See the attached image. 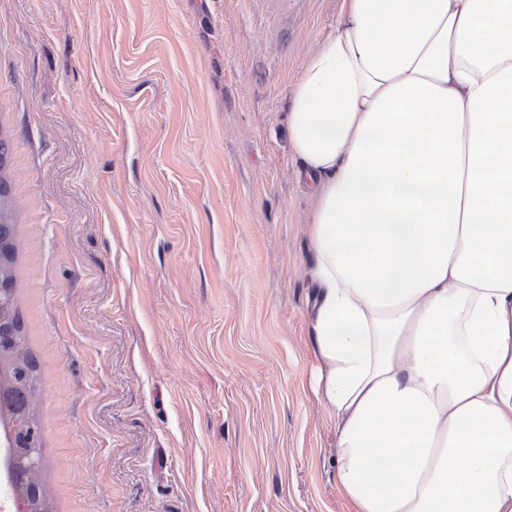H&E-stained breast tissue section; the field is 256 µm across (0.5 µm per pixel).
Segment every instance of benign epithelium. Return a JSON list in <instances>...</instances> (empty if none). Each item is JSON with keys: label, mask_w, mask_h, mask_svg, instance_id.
<instances>
[{"label": "benign epithelium", "mask_w": 512, "mask_h": 512, "mask_svg": "<svg viewBox=\"0 0 512 512\" xmlns=\"http://www.w3.org/2000/svg\"><path fill=\"white\" fill-rule=\"evenodd\" d=\"M15 289L0 278V345L13 336ZM20 375L6 358L0 359V493L10 502L8 512H35L34 491L28 487L27 473L42 466L41 433L16 400L11 387Z\"/></svg>", "instance_id": "1"}]
</instances>
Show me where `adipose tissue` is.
I'll return each mask as SVG.
<instances>
[{"instance_id": "ef3b65f1", "label": "adipose tissue", "mask_w": 512, "mask_h": 512, "mask_svg": "<svg viewBox=\"0 0 512 512\" xmlns=\"http://www.w3.org/2000/svg\"><path fill=\"white\" fill-rule=\"evenodd\" d=\"M287 133L346 512H512V0H341Z\"/></svg>"}]
</instances>
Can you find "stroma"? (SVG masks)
<instances>
[{
  "label": "stroma",
  "instance_id": "35a3bbf8",
  "mask_svg": "<svg viewBox=\"0 0 512 512\" xmlns=\"http://www.w3.org/2000/svg\"><path fill=\"white\" fill-rule=\"evenodd\" d=\"M339 0H0L52 512H346L287 99Z\"/></svg>",
  "mask_w": 512,
  "mask_h": 512
}]
</instances>
